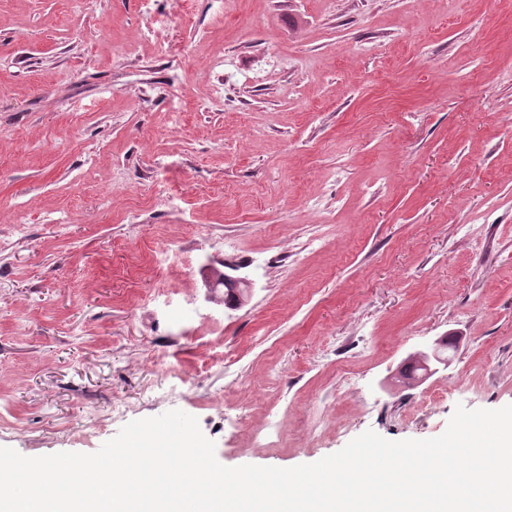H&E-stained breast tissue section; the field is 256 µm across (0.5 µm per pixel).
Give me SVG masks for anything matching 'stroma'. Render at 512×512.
<instances>
[{"mask_svg": "<svg viewBox=\"0 0 512 512\" xmlns=\"http://www.w3.org/2000/svg\"><path fill=\"white\" fill-rule=\"evenodd\" d=\"M509 404L512 0H0V447L179 409L289 468ZM203 275L205 287L207 288L206 299L210 302L223 303L224 298L216 294L217 288L219 286L224 287V283H232L235 288H243L240 290V294H238L236 303V306L239 307L243 304L244 295L250 292L252 288V283L246 278L231 276L209 266L203 267ZM436 345H439V347H432V349L429 351V348L421 349L413 353L412 359L414 360L417 368L423 369V374L421 377H418V382H421L425 380L426 378L434 375L439 371V367L437 366H443V368H447L451 359L448 357L443 358L438 354V351L441 347H443V344L441 343H435Z\"/></svg>", "mask_w": 512, "mask_h": 512, "instance_id": "1", "label": "stroma"}]
</instances>
